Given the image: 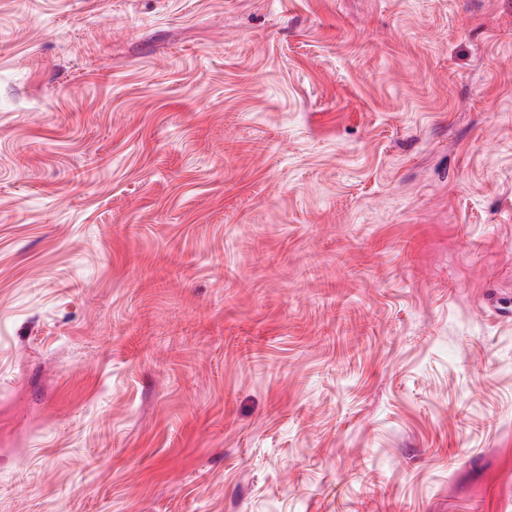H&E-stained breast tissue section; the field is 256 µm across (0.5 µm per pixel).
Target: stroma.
Wrapping results in <instances>:
<instances>
[{"label": "stroma", "mask_w": 512, "mask_h": 512, "mask_svg": "<svg viewBox=\"0 0 512 512\" xmlns=\"http://www.w3.org/2000/svg\"><path fill=\"white\" fill-rule=\"evenodd\" d=\"M0 512H512V0H0Z\"/></svg>", "instance_id": "obj_1"}]
</instances>
